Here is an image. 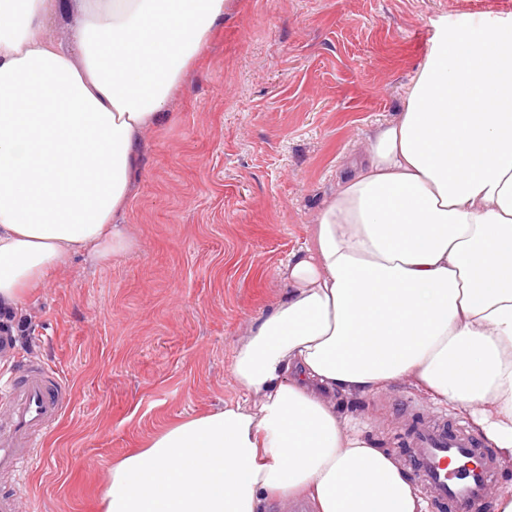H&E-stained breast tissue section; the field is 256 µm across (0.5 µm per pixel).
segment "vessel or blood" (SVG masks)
<instances>
[{
    "mask_svg": "<svg viewBox=\"0 0 512 512\" xmlns=\"http://www.w3.org/2000/svg\"><path fill=\"white\" fill-rule=\"evenodd\" d=\"M72 402L59 372L27 362L0 372V473L21 476L33 448ZM404 454L416 484L436 512H485L500 472L495 457L460 424L423 420Z\"/></svg>",
    "mask_w": 512,
    "mask_h": 512,
    "instance_id": "vessel-or-blood-1",
    "label": "vessel or blood"
}]
</instances>
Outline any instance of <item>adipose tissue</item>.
<instances>
[{
  "instance_id": "obj_1",
  "label": "adipose tissue",
  "mask_w": 512,
  "mask_h": 512,
  "mask_svg": "<svg viewBox=\"0 0 512 512\" xmlns=\"http://www.w3.org/2000/svg\"><path fill=\"white\" fill-rule=\"evenodd\" d=\"M229 0H0V309L78 255L128 250L144 131ZM65 23L73 57L46 34ZM404 109L342 176L288 296L237 343L243 401L116 459L103 512H427L336 401L405 381L512 470V14L439 19Z\"/></svg>"
}]
</instances>
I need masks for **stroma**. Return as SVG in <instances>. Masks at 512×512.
<instances>
[{
  "label": "stroma",
  "mask_w": 512,
  "mask_h": 512,
  "mask_svg": "<svg viewBox=\"0 0 512 512\" xmlns=\"http://www.w3.org/2000/svg\"><path fill=\"white\" fill-rule=\"evenodd\" d=\"M144 137L121 255L75 257L28 302L15 352L73 399L26 480L29 512H99L113 460L164 426L237 401L233 349L286 296L289 256L339 176L367 159L436 36V20L512 0H232ZM391 453L417 416L459 419L406 383L336 402Z\"/></svg>",
  "instance_id": "35a3bbf8"
}]
</instances>
